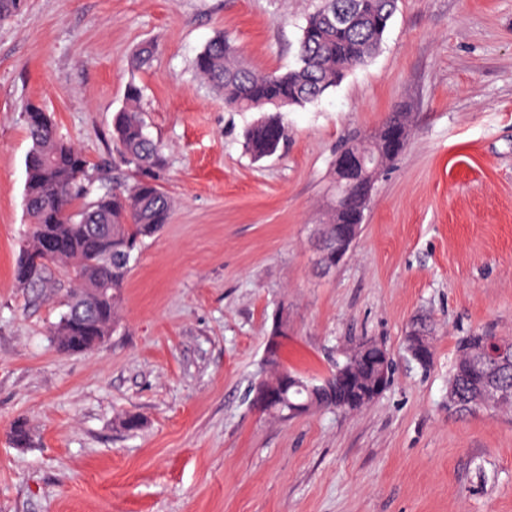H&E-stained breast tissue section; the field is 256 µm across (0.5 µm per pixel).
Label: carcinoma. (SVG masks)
Here are the masks:
<instances>
[{
    "instance_id": "cac0c4a2",
    "label": "carcinoma",
    "mask_w": 512,
    "mask_h": 512,
    "mask_svg": "<svg viewBox=\"0 0 512 512\" xmlns=\"http://www.w3.org/2000/svg\"><path fill=\"white\" fill-rule=\"evenodd\" d=\"M398 0H322L309 15L297 48L294 67L281 73H260L250 68L240 52L219 34L196 58L199 76L224 97L229 112L257 111L262 117L244 134L243 150L260 160L274 155L285 136L282 112L304 108L336 88L355 66L368 62L379 50L384 34L397 10ZM347 11L350 20L336 21V10ZM141 89L131 83L127 106L112 123V136L124 163L147 173L162 161L158 143L147 132L138 102ZM23 119L32 147L26 158L25 202L30 220L26 243L17 256L16 287L36 298L57 291L54 270L71 275L65 291L67 311L52 330L57 348L65 353H83L104 344L118 323L121 293L131 262L147 238L157 236L170 222L173 202L150 177L130 189L101 188V192L76 208L73 202L91 194L89 161L74 144L57 134L55 121L42 105L28 102ZM408 113L397 109L386 117L371 149L384 165L402 152L394 146V135L409 127ZM369 199L356 198L349 206L333 209L330 224H357ZM487 335L471 333L457 344V354L448 378L450 406L468 411L478 391L485 364L473 347ZM370 364L359 382L347 389L336 376L328 377L331 389L316 398V407L357 412L382 394L376 380L382 373L378 362L381 346L358 342ZM502 393L498 410L512 411V368L497 372ZM288 403L279 417L296 416L294 409L310 400L309 393L288 384ZM31 429L16 421L10 439L18 448L31 442Z\"/></svg>"
}]
</instances>
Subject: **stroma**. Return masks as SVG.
<instances>
[{
    "label": "stroma",
    "mask_w": 512,
    "mask_h": 512,
    "mask_svg": "<svg viewBox=\"0 0 512 512\" xmlns=\"http://www.w3.org/2000/svg\"><path fill=\"white\" fill-rule=\"evenodd\" d=\"M319 4L26 0L0 23V512H512V411L448 408L458 340L512 339V0H398L375 57L284 113L281 148L253 159L242 141L257 113L227 111L196 57L221 34L256 70H286ZM131 83L173 214L141 246L116 330L65 354L51 336L61 296L30 300L13 278L29 228L20 112L40 103L130 187L112 119ZM396 108L407 147L323 271L339 142ZM283 308L289 368L325 378L370 338L393 360L388 388L356 413L257 412L249 389ZM421 316L425 370L404 349ZM19 419L25 448L10 439Z\"/></svg>",
    "instance_id": "obj_1"
}]
</instances>
